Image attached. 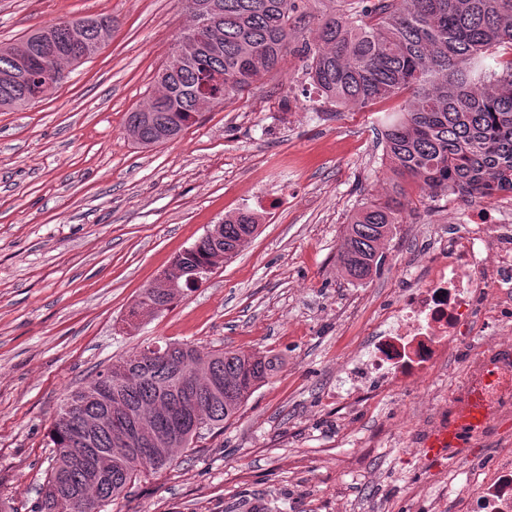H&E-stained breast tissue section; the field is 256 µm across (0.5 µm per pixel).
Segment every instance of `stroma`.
Wrapping results in <instances>:
<instances>
[{"mask_svg":"<svg viewBox=\"0 0 512 512\" xmlns=\"http://www.w3.org/2000/svg\"><path fill=\"white\" fill-rule=\"evenodd\" d=\"M345 8L307 0L278 71L145 147L126 122L189 24L180 0H0V45L112 18L64 83L0 111V512H36L64 398L145 342L262 353L275 370L223 428L106 512H435L449 498L447 458L401 452L392 426L403 411L437 414L438 385L360 397L340 364L473 204L395 181L377 117L399 99L340 110L309 89L301 48L317 17ZM397 189L406 211L382 266L353 280L337 262L345 227ZM241 210L259 229L232 259L170 309L130 318L173 256Z\"/></svg>","mask_w":512,"mask_h":512,"instance_id":"1","label":"stroma"}]
</instances>
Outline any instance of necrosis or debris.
<instances>
[{
  "instance_id": "1",
  "label": "necrosis or debris",
  "mask_w": 512,
  "mask_h": 512,
  "mask_svg": "<svg viewBox=\"0 0 512 512\" xmlns=\"http://www.w3.org/2000/svg\"><path fill=\"white\" fill-rule=\"evenodd\" d=\"M377 319L365 358L350 370L354 388L394 393L444 374L449 389L467 391L492 364L497 374L482 395L491 411L485 430L496 432L498 416L512 410V225L481 211ZM451 348L456 359L448 366ZM453 512H512V448L497 449L490 465L455 489Z\"/></svg>"
}]
</instances>
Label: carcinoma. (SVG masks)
I'll list each match as a JSON object with an SVG mask.
<instances>
[{
  "label": "carcinoma",
  "instance_id": "obj_1",
  "mask_svg": "<svg viewBox=\"0 0 512 512\" xmlns=\"http://www.w3.org/2000/svg\"><path fill=\"white\" fill-rule=\"evenodd\" d=\"M181 2L192 25L177 37L162 68L165 82L128 115L127 126L139 129L137 142L144 146L173 141L202 119L195 100L207 72L224 71L227 101L276 70L296 37L292 20L302 0H219L224 50H202L193 64L181 61L178 49L186 40L202 44L208 37L199 19L202 0ZM105 21L112 18L86 17L67 25L92 44ZM46 31L40 28L26 38L31 59L46 58L63 72L69 59L61 46L48 44ZM307 53L311 86L338 109L367 108L409 93L402 107L381 118L384 155L393 174L419 179L432 194L451 191L489 201L512 193V0H349L344 13L320 23ZM19 71L12 47L0 46V110L30 105L28 82L15 77ZM403 211L395 198L367 204L353 216L337 257L350 278L363 281L378 269L379 246L402 223ZM256 225L249 211L225 217L221 238H199L187 261L203 265L217 250H238ZM189 290L185 284L177 293L153 289L142 296L167 310ZM163 349L167 361L162 364L144 363L140 348L66 396L60 413L78 410L94 427L82 435L55 419L54 465L38 512H68L73 498L103 512L141 475L165 467L201 437L185 427L152 455L138 453L139 443L119 448L116 409L153 422L167 410L162 391L190 378L202 389L196 415L206 421L205 428H220L274 371L273 360L260 354L191 343Z\"/></svg>",
  "mask_w": 512,
  "mask_h": 512
}]
</instances>
